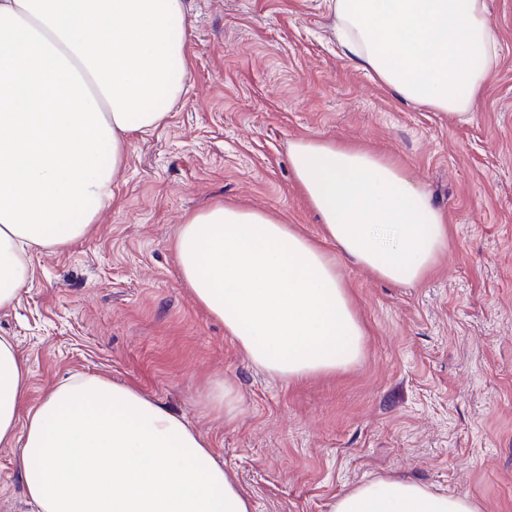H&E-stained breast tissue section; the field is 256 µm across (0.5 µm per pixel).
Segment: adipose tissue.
I'll return each mask as SVG.
<instances>
[{"label": "adipose tissue", "mask_w": 512, "mask_h": 512, "mask_svg": "<svg viewBox=\"0 0 512 512\" xmlns=\"http://www.w3.org/2000/svg\"><path fill=\"white\" fill-rule=\"evenodd\" d=\"M327 7L345 58L407 103L472 117L498 60L486 0ZM192 27L189 0H0V308L24 285L31 248L83 235L111 202L129 137L160 127L184 91ZM289 159L322 240L264 212L215 204L181 225L174 249L182 279L225 334L253 364L291 381L345 370L362 354L338 258L411 285L447 250L448 225L394 160L319 138L291 143ZM79 201L95 208L75 222ZM24 380L22 359L0 336V446H21L37 512H252L249 493L185 418L80 376L21 418ZM331 512L477 506L379 477L338 496Z\"/></svg>", "instance_id": "1"}]
</instances>
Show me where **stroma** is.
Segmentation results:
<instances>
[{"label":"stroma","mask_w":512,"mask_h":512,"mask_svg":"<svg viewBox=\"0 0 512 512\" xmlns=\"http://www.w3.org/2000/svg\"><path fill=\"white\" fill-rule=\"evenodd\" d=\"M186 91L132 135L114 199L86 233L36 248L0 336L25 363L27 413L79 373L185 417L254 512H331L395 476L512 512V0H488L500 61L468 123L403 102L345 60L323 0H191ZM349 143L398 161L448 217V249L413 285L342 259L360 359L293 381L255 367L181 278L174 240L211 205L321 226L289 147ZM241 402L225 417V382ZM20 448L0 447V512H32Z\"/></svg>","instance_id":"35a3bbf8"}]
</instances>
